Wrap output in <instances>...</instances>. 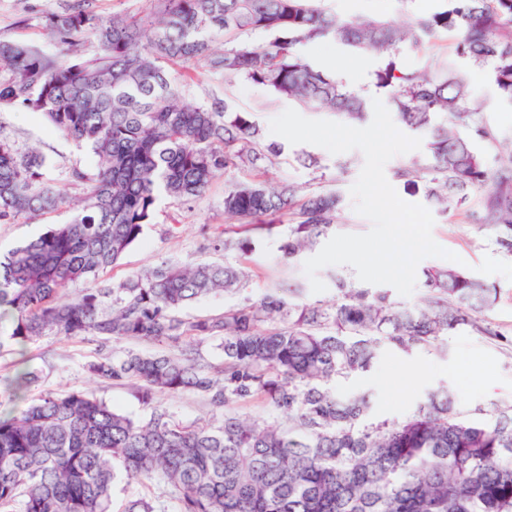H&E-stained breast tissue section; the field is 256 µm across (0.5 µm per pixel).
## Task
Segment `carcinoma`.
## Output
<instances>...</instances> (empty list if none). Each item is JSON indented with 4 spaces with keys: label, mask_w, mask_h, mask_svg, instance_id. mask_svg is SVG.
I'll use <instances>...</instances> for the list:
<instances>
[{
    "label": "carcinoma",
    "mask_w": 512,
    "mask_h": 512,
    "mask_svg": "<svg viewBox=\"0 0 512 512\" xmlns=\"http://www.w3.org/2000/svg\"><path fill=\"white\" fill-rule=\"evenodd\" d=\"M94 0H74L44 16L55 52L0 42V106L42 114L65 138L88 147L93 172L78 213L0 256V348L20 358L5 380L12 400L40 380L23 358L40 336L145 341L164 353L100 355L88 363L99 382H129L146 413L134 417L91 392L48 393L18 413L0 411V512H112V488L124 478L163 492L137 496L122 512H512V399L471 412L454 390L430 389L400 421L379 419L368 391L337 393L386 353L445 354L461 327L488 336L497 288L453 267L424 271L414 307L384 289L365 288L338 270L330 305L301 300L303 288H270L217 315L185 318L190 303L248 288L243 260L255 251L250 227L283 223L298 197L284 182H239L224 191V214L241 231L213 237L208 249L237 255L191 267L162 264L117 282L100 280L137 242L158 195L178 203L200 197L216 175L256 167L281 147L266 143L247 112L220 101L182 102L169 63L206 61L278 98L328 109L354 125L366 102L307 60L298 47L333 41L385 57L375 84L399 124L425 139V154L396 170L412 193L439 206L482 196L476 223L512 252V154L492 167L476 148L497 142L471 96L485 73L512 102V0H442L429 14L398 24L382 17L350 21L316 0H152L150 10L104 18ZM263 31L269 41L239 44ZM455 35L453 56L424 74L395 61L403 42ZM224 40L215 56L212 44ZM97 52L84 56L83 42ZM37 151L17 154L0 141V224L49 214L63 189L45 174ZM336 191L304 196L280 249L288 263L341 218ZM87 287L77 294L70 286ZM211 344L205 356L201 345ZM190 391L210 418L187 422L161 396ZM261 400L282 422L241 410Z\"/></svg>",
    "instance_id": "1"
}]
</instances>
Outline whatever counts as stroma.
<instances>
[{
	"instance_id": "1",
	"label": "stroma",
	"mask_w": 512,
	"mask_h": 512,
	"mask_svg": "<svg viewBox=\"0 0 512 512\" xmlns=\"http://www.w3.org/2000/svg\"><path fill=\"white\" fill-rule=\"evenodd\" d=\"M71 0H0V41L55 51L56 45L42 24L46 13L66 8ZM326 11L355 21L369 16H384L403 22L408 14H426L438 7V0H320ZM455 40L440 34L422 44L404 43L396 57L398 65L424 73L434 72L452 54ZM304 54L320 66L335 62L337 76L351 89H363L365 101L382 97L374 84L373 72L380 57L372 51L352 52L333 43L309 44ZM171 80L181 88L182 100L191 105H208L213 100L226 102L235 112L250 113L261 128L279 116L288 104L277 99L265 87L242 78H228L204 64L186 68H168ZM474 98L481 103L486 122L498 140L482 145L490 165H497L504 143L512 141V104L502 100L493 83L482 73L472 78ZM0 139L10 142L19 153L38 149L47 158L46 173L65 192L66 202L57 211L37 216L24 223L0 224V252L5 253L23 242L46 232L52 225L70 219L76 204L86 192L84 183L72 178L71 172L92 171L95 156L86 148L60 136L39 113L21 107L0 108ZM280 155L264 168L232 169L217 176L203 196L189 204L167 197L155 203L150 224L124 255L120 263L106 274L108 280L119 281L128 275L164 263L191 265L206 259L202 246L208 237L232 228L233 219L224 214V189L236 182L262 178L268 186L291 181L304 193L337 191L343 197L344 209L334 231L338 234H363L371 223L356 213L350 188L364 164L361 151L334 155L326 149L308 144L282 142ZM318 157L320 169L306 168L297 162L302 152ZM479 194H471L461 207L433 209L434 240L444 249L460 256L464 269L471 275L496 286L498 301L487 315L491 335L464 328L448 339V354L441 357L428 351L406 355L388 351L372 370L351 380L354 388L366 387L375 394L376 417L398 420L411 412L425 392L445 382L453 387L464 409L471 410L493 399L512 398V253L504 251L492 232L476 224L473 215L480 206ZM257 250L250 269L251 288L244 295L258 299L267 289L287 284L289 279L306 282L303 266L288 265L280 252L279 236L256 232ZM112 351L111 343L95 337L67 340L48 335L28 345L25 357L30 368L40 374L32 387L31 397L47 392L90 391L114 409L139 416L143 408L131 385L101 384L93 381L87 365L98 355Z\"/></svg>"
}]
</instances>
